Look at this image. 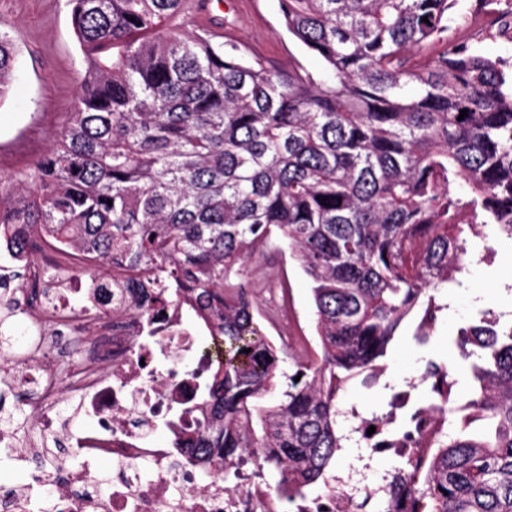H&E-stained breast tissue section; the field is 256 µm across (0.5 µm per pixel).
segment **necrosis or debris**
Listing matches in <instances>:
<instances>
[{
  "mask_svg": "<svg viewBox=\"0 0 512 512\" xmlns=\"http://www.w3.org/2000/svg\"><path fill=\"white\" fill-rule=\"evenodd\" d=\"M16 321L24 347L12 353L8 375L25 394L21 407L41 436L61 445L63 457L81 459L63 467L54 485L56 512H256L263 496L257 482L236 491L214 479L199 485L187 456L155 444L158 429L190 394L181 367L200 347L186 319L164 333L159 357L137 346V317L113 326L111 289L80 298L72 278L48 275L35 301L17 302ZM415 386L406 380L390 401V419L412 418L402 434L389 437V419L353 405L345 414L350 433L376 453L423 448L444 434L447 421L414 414ZM101 458L113 462L112 488L103 493L94 486Z\"/></svg>",
  "mask_w": 512,
  "mask_h": 512,
  "instance_id": "4bbe7bcc",
  "label": "necrosis or debris"
}]
</instances>
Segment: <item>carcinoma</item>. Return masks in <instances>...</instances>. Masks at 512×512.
<instances>
[{
	"instance_id": "carcinoma-1",
	"label": "carcinoma",
	"mask_w": 512,
	"mask_h": 512,
	"mask_svg": "<svg viewBox=\"0 0 512 512\" xmlns=\"http://www.w3.org/2000/svg\"><path fill=\"white\" fill-rule=\"evenodd\" d=\"M457 2L279 0L284 29L324 64L313 72L174 33L187 0H68L83 68L74 112L23 194L0 189V237L19 258L45 235L112 271V320L130 315L124 295L142 299L145 346L169 313L203 323L204 365L184 367L191 396L168 422L203 470L226 476L252 457L280 470L290 502L318 482L330 492L342 394L393 390L381 360L407 321L432 336L469 240L491 225L512 241V74L452 46ZM16 64L0 27V98ZM284 244L311 281L320 348L288 355L289 375L247 282L249 262ZM453 346L468 395L454 365L431 360L450 397L433 385L417 406L451 414L453 432L400 457L401 484L353 512L376 497L383 512L401 499L407 512H512V321L482 309ZM8 392L0 379L13 453L30 428ZM34 462L57 478L52 449Z\"/></svg>"
}]
</instances>
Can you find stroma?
I'll return each mask as SVG.
<instances>
[{
	"label": "stroma",
	"instance_id": "1",
	"mask_svg": "<svg viewBox=\"0 0 512 512\" xmlns=\"http://www.w3.org/2000/svg\"><path fill=\"white\" fill-rule=\"evenodd\" d=\"M481 0H461V16L451 39L476 53L512 61V44L470 39L468 13ZM210 19L222 21L258 56L284 67L297 62L321 70L318 57L297 43L282 27L278 0H210ZM0 22L12 31L18 70L8 93L0 98V178H19L45 153L74 108L81 54L73 35L66 0H0ZM475 251L492 246L493 261L472 263L463 287L453 289L450 308L440 317L428 344H418L413 326H405L386 358L385 378L421 374L428 360L452 358L450 336L473 321L481 307H498L505 285L512 284V242L496 235L473 239ZM249 285L263 309L276 310L274 322L263 328L275 345L315 351L316 337L308 278L291 259L268 253L253 261Z\"/></svg>",
	"mask_w": 512,
	"mask_h": 512
}]
</instances>
